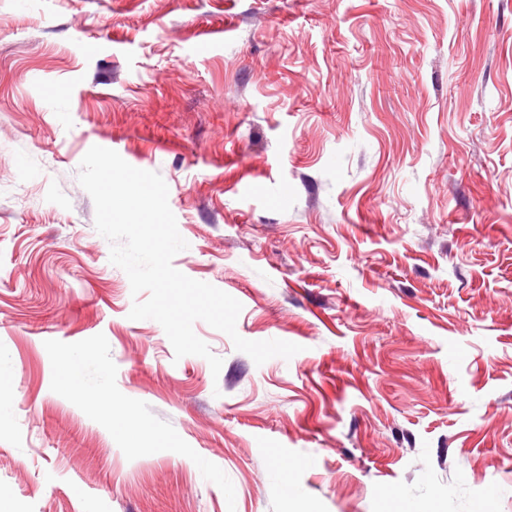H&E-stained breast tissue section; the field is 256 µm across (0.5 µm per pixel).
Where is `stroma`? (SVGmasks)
<instances>
[{"label":"stroma","mask_w":512,"mask_h":512,"mask_svg":"<svg viewBox=\"0 0 512 512\" xmlns=\"http://www.w3.org/2000/svg\"><path fill=\"white\" fill-rule=\"evenodd\" d=\"M95 145L300 353L129 319ZM0 363V512H512V0H0Z\"/></svg>","instance_id":"obj_1"}]
</instances>
